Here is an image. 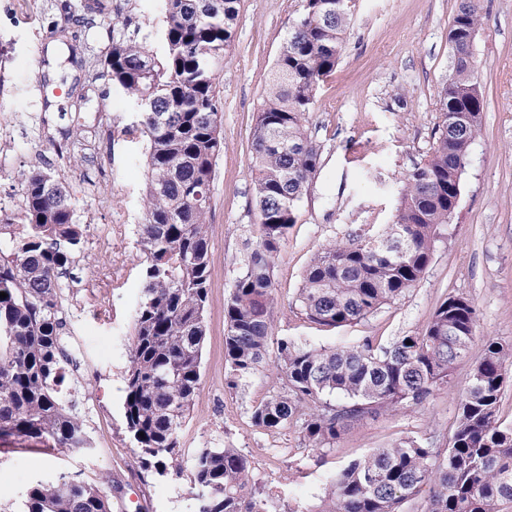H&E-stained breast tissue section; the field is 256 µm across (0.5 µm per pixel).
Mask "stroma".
<instances>
[{"label": "stroma", "mask_w": 512, "mask_h": 512, "mask_svg": "<svg viewBox=\"0 0 512 512\" xmlns=\"http://www.w3.org/2000/svg\"><path fill=\"white\" fill-rule=\"evenodd\" d=\"M119 9L83 20L77 0H0V120L12 129L0 165V221L17 222L23 197L17 176L33 167L65 181L84 228L74 280L62 305L79 303L82 366L68 380L91 445L51 449L0 439V512H18L36 481L70 472L97 483L112 512H194L189 472L145 470L127 431L125 375L143 287L145 257L137 232L144 221L146 142L133 104L111 82L104 55L116 34L137 33L162 55L156 37L162 0H116ZM460 0H357L336 69L320 85L308 117L320 149V171L299 203L274 264L273 338L315 347L388 348L421 333L450 295L477 307L476 336L448 384L406 412L366 417L331 445L307 448L297 428L264 431L254 405L276 390L272 364L226 385L224 301L257 241L251 192V132L277 57L302 0H240L236 36L218 73L224 152L211 186V278L207 336L198 396L179 433L183 458L210 442L241 449L252 476L279 489L285 512L318 503L330 480L352 460L400 439L448 434L472 366L487 340L512 344V0H483L487 26L475 40L477 77L486 107L481 133L462 178L452 224L436 242L428 271L414 288L367 318L331 331L295 306L304 270L321 247L361 224L391 222L404 176L437 137L439 91L453 67L448 29ZM88 92L81 114L72 88Z\"/></svg>", "instance_id": "35a3bbf8"}]
</instances>
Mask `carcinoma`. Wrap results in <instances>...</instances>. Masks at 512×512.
<instances>
[{
    "instance_id": "obj_1",
    "label": "carcinoma",
    "mask_w": 512,
    "mask_h": 512,
    "mask_svg": "<svg viewBox=\"0 0 512 512\" xmlns=\"http://www.w3.org/2000/svg\"><path fill=\"white\" fill-rule=\"evenodd\" d=\"M163 59L145 41L112 37V84L139 108L146 140L147 265L129 349L124 416L145 466L182 471L179 430L200 387L211 277L210 186L224 152L217 72L235 38L239 0H164ZM303 0L276 60L252 133L250 171L259 238L224 303L228 386L274 353L279 386L252 411L264 430L298 426L305 444L329 447L367 415L409 410L448 384L474 340L477 307L452 295L425 330L386 349L370 340L323 349L270 334L275 256L320 167L309 133L320 83L336 69L351 13L319 15ZM486 24L481 0H462L448 33L454 64L440 91L439 135L405 176L387 230L361 224L311 259L296 299L323 328L358 322L405 295L426 275L435 243L452 223L463 169L481 131L484 96L473 34ZM21 228L0 225V438L86 448L83 420L64 401L60 278L82 243L65 182L34 167L19 174ZM512 344L487 340L459 405L445 453L414 438L350 462L306 512H400L422 498L425 512H512V426L500 417ZM195 512H280L270 487L252 482L237 448L207 443L190 461ZM22 512H112L99 486L61 473L26 491Z\"/></svg>"
}]
</instances>
